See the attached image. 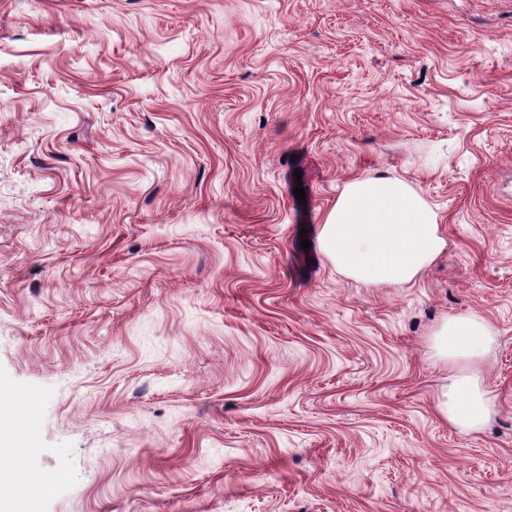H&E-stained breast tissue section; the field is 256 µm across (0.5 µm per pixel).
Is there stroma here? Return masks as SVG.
Here are the masks:
<instances>
[{
    "mask_svg": "<svg viewBox=\"0 0 512 512\" xmlns=\"http://www.w3.org/2000/svg\"><path fill=\"white\" fill-rule=\"evenodd\" d=\"M379 173L447 246L368 288L314 240ZM0 433V512H512V0H0ZM494 335L488 322L474 313L448 317L435 335V354L447 364L449 380L437 410L462 431H477L492 416L479 367L495 342Z\"/></svg>",
    "mask_w": 512,
    "mask_h": 512,
    "instance_id": "stroma-1",
    "label": "stroma"
}]
</instances>
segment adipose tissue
I'll return each mask as SVG.
<instances>
[{"label": "adipose tissue", "mask_w": 512, "mask_h": 512, "mask_svg": "<svg viewBox=\"0 0 512 512\" xmlns=\"http://www.w3.org/2000/svg\"><path fill=\"white\" fill-rule=\"evenodd\" d=\"M324 256L372 288L415 280L445 249L437 213L402 180L367 176L349 181L318 226ZM495 341L481 316L448 317L434 349L448 366V390L437 410L463 431L481 429L493 409L480 365Z\"/></svg>", "instance_id": "obj_1"}]
</instances>
